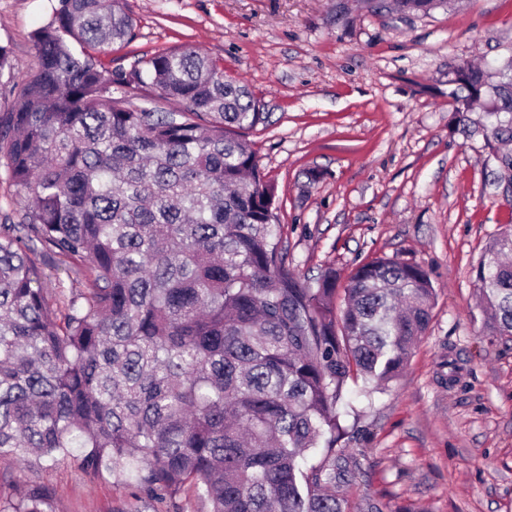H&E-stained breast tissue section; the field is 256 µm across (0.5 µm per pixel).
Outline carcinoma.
I'll return each instance as SVG.
<instances>
[{
  "label": "carcinoma",
  "mask_w": 512,
  "mask_h": 512,
  "mask_svg": "<svg viewBox=\"0 0 512 512\" xmlns=\"http://www.w3.org/2000/svg\"><path fill=\"white\" fill-rule=\"evenodd\" d=\"M450 0H394L427 14ZM122 0H59L36 66L0 112V168L28 200L0 224V457L72 458L132 488L116 512H382L343 490L349 381L396 380L432 320L421 266L375 257L341 282L285 265L276 188L245 133L268 113L241 81L181 47L129 72L97 54L133 35ZM452 123L512 183V61L450 66ZM0 45V83H15ZM146 91L152 106L135 103ZM182 103L163 112L161 101ZM512 225L474 268L487 335L512 339ZM74 274L49 291L32 260ZM0 512H56L33 481Z\"/></svg>",
  "instance_id": "1"
}]
</instances>
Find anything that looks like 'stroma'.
<instances>
[{
	"label": "stroma",
	"instance_id": "1",
	"mask_svg": "<svg viewBox=\"0 0 512 512\" xmlns=\"http://www.w3.org/2000/svg\"><path fill=\"white\" fill-rule=\"evenodd\" d=\"M131 39L103 69L191 47L248 86L268 112L247 134L278 196L286 265L316 280L375 257L423 266L433 319L401 376L365 399L350 447L367 459L351 500L415 512H512V341L489 340L473 269L512 205L482 139L451 125L452 63L512 56V0H455L429 14L370 0H123ZM58 0H0V44L35 67L32 32ZM459 380L442 384L450 363ZM38 480L57 512H112L131 491L64 460H0V493Z\"/></svg>",
	"mask_w": 512,
	"mask_h": 512
}]
</instances>
